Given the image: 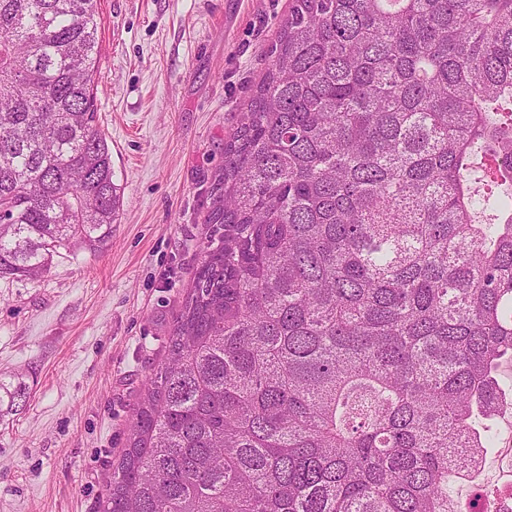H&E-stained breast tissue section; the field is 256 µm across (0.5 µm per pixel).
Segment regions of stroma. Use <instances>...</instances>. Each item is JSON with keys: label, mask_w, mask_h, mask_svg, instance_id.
Returning <instances> with one entry per match:
<instances>
[{"label": "stroma", "mask_w": 512, "mask_h": 512, "mask_svg": "<svg viewBox=\"0 0 512 512\" xmlns=\"http://www.w3.org/2000/svg\"><path fill=\"white\" fill-rule=\"evenodd\" d=\"M94 94L121 206L112 237L57 248L44 277L0 278V512H98L145 383L202 261L224 143L267 71L289 0H99ZM462 512L512 490V409Z\"/></svg>", "instance_id": "35a3bbf8"}]
</instances>
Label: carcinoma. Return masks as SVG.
I'll list each match as a JSON object with an SVG mask.
<instances>
[{"label":"carcinoma","instance_id":"1","mask_svg":"<svg viewBox=\"0 0 512 512\" xmlns=\"http://www.w3.org/2000/svg\"><path fill=\"white\" fill-rule=\"evenodd\" d=\"M101 25L0 0V277L112 237ZM270 54L102 512H455L509 396L512 0H292Z\"/></svg>","mask_w":512,"mask_h":512}]
</instances>
